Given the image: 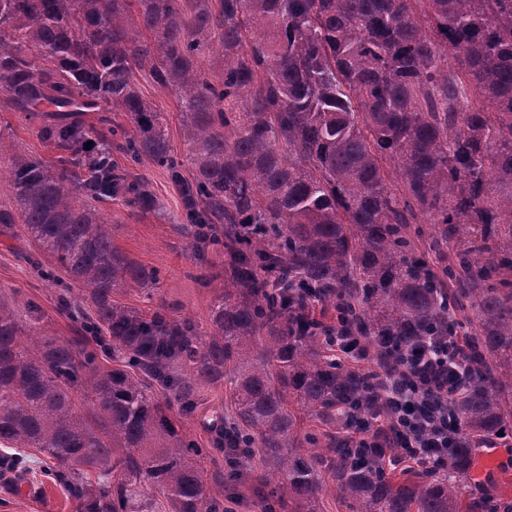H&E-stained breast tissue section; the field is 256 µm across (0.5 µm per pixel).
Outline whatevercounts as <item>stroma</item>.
Segmentation results:
<instances>
[{
    "mask_svg": "<svg viewBox=\"0 0 512 512\" xmlns=\"http://www.w3.org/2000/svg\"><path fill=\"white\" fill-rule=\"evenodd\" d=\"M143 97L150 100L169 127L170 139L177 152L186 146L178 121L173 95L154 83L141 81ZM8 129L21 153L56 160L54 149L38 139L30 121L19 112H0V129ZM134 174L145 179L160 199L165 214L141 213L127 208L120 199L104 200L99 204L112 233V242L132 260L158 268L161 282L149 292L127 291L117 294L120 303L142 311L164 304L176 307L179 314L207 324L209 305L224 279L223 251L207 252L204 259L195 257L191 242L181 235L174 216L181 212V197L177 186L159 168L144 163L134 166ZM0 294L7 296L20 311L35 309L37 318L30 331L62 339L74 334V321L56 309L55 290L28 263L25 251L10 248L0 237ZM230 385L224 384L201 390L197 410L183 417L181 425L188 439L202 448L201 469L205 480L223 475L224 483L237 493L236 512H264L265 504L258 497L260 482L271 480L259 452H252L238 470H231L222 452L214 450V433L209 427L214 411L230 408ZM24 456L32 474L7 475L0 479V512H75L65 490L52 483L35 466L40 458L37 449L28 448ZM492 496L512 504V440L494 443L491 449H477L470 476L464 486V499L477 500Z\"/></svg>",
    "mask_w": 512,
    "mask_h": 512,
    "instance_id": "stroma-1",
    "label": "stroma"
}]
</instances>
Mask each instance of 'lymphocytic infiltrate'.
<instances>
[{"instance_id": "1", "label": "lymphocytic infiltrate", "mask_w": 512, "mask_h": 512, "mask_svg": "<svg viewBox=\"0 0 512 512\" xmlns=\"http://www.w3.org/2000/svg\"><path fill=\"white\" fill-rule=\"evenodd\" d=\"M332 343L342 353L372 363L363 412L347 419L351 436L346 445L353 462L446 464L455 433L448 396L458 384L460 338L442 337L436 344L403 353L394 364L377 362L375 349L364 337L336 335Z\"/></svg>"}]
</instances>
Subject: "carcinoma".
Returning a JSON list of instances; mask_svg holds the SVG:
<instances>
[{"mask_svg": "<svg viewBox=\"0 0 512 512\" xmlns=\"http://www.w3.org/2000/svg\"><path fill=\"white\" fill-rule=\"evenodd\" d=\"M141 77L176 93L186 153ZM2 104L58 156H22L0 133V231L26 238L79 327L28 336L0 298V470L36 448L77 512H156L159 496L171 512H224L170 410L190 414L199 387L228 376L216 449H260L281 512H317L326 475L349 512L503 508L463 503L459 483L476 446L512 435V0H0ZM84 112L125 121L91 138ZM114 150L180 187L196 250L224 248L207 326L113 299L160 272L112 244L95 202L164 213ZM340 316L403 351L465 337L444 470L397 480L347 460L331 430L364 378L328 352ZM103 339L122 364L99 363ZM306 418L324 431H300Z\"/></svg>", "mask_w": 512, "mask_h": 512, "instance_id": "cac0c4a2", "label": "carcinoma"}]
</instances>
